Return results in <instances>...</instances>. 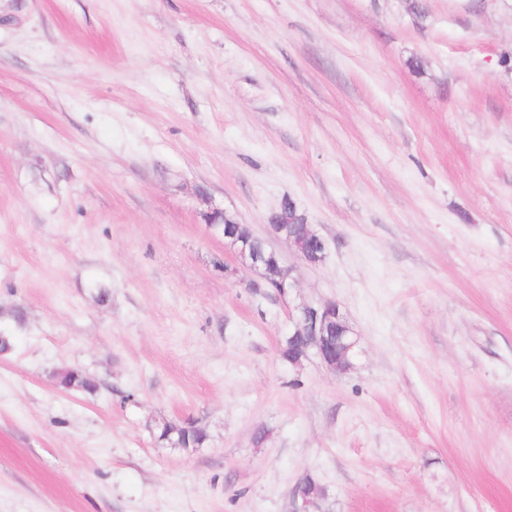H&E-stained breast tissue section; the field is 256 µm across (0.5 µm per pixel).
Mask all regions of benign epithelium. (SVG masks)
I'll return each instance as SVG.
<instances>
[{"instance_id":"7a95c632","label":"benign epithelium","mask_w":512,"mask_h":512,"mask_svg":"<svg viewBox=\"0 0 512 512\" xmlns=\"http://www.w3.org/2000/svg\"><path fill=\"white\" fill-rule=\"evenodd\" d=\"M216 216L222 217L224 212H209V223L222 231L224 243L234 251L239 264L258 276V279L250 283V287L273 288L281 295L292 288L290 278L275 276L270 267V259L263 252L250 247L247 241L239 237L233 225L217 223L214 220ZM267 232L271 237L286 243L304 264L316 267L323 263L327 243L315 225L305 223L298 232L287 233L270 219ZM290 319V335L307 337L302 357L306 358L312 353L333 371H345L350 367V355L357 345V338L336 302H303L293 309Z\"/></svg>"}]
</instances>
